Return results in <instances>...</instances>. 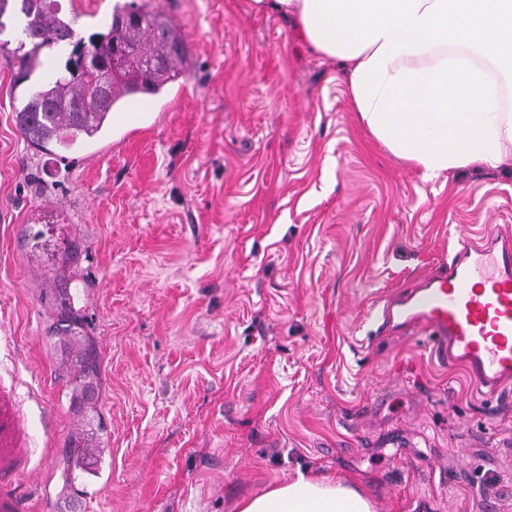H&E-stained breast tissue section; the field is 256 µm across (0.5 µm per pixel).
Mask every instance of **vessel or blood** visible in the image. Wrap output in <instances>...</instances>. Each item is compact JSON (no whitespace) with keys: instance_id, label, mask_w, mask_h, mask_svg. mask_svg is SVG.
Returning a JSON list of instances; mask_svg holds the SVG:
<instances>
[{"instance_id":"b4317fda","label":"vessel or blood","mask_w":512,"mask_h":512,"mask_svg":"<svg viewBox=\"0 0 512 512\" xmlns=\"http://www.w3.org/2000/svg\"><path fill=\"white\" fill-rule=\"evenodd\" d=\"M378 330L426 336L434 356L463 368L476 389L512 387V233L462 238L454 256L413 288L387 297ZM30 455L14 384L0 380V512H18L12 479Z\"/></svg>"}]
</instances>
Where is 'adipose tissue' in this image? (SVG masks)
<instances>
[{
    "mask_svg": "<svg viewBox=\"0 0 512 512\" xmlns=\"http://www.w3.org/2000/svg\"><path fill=\"white\" fill-rule=\"evenodd\" d=\"M292 18L341 62L360 122L434 181L475 164L512 168V0H252ZM238 512H374L359 488L303 473L243 499Z\"/></svg>",
    "mask_w": 512,
    "mask_h": 512,
    "instance_id": "obj_1",
    "label": "adipose tissue"
}]
</instances>
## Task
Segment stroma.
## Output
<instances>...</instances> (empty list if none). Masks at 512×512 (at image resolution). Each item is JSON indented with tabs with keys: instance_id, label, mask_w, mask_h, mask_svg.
<instances>
[{
	"instance_id": "stroma-1",
	"label": "stroma",
	"mask_w": 512,
	"mask_h": 512,
	"mask_svg": "<svg viewBox=\"0 0 512 512\" xmlns=\"http://www.w3.org/2000/svg\"><path fill=\"white\" fill-rule=\"evenodd\" d=\"M116 0H61L83 40ZM176 24L183 80L135 125L43 151L0 49V376L32 454L22 512H235L297 473L362 487L375 512H512V394L476 392L414 335H376L380 300L512 227V169L422 181L354 112L340 64L251 0H143ZM70 301L100 361L95 474L61 471L56 386ZM64 444L44 454L45 423Z\"/></svg>"
}]
</instances>
